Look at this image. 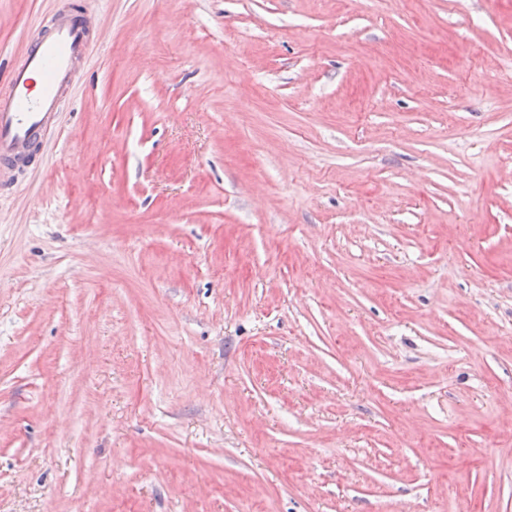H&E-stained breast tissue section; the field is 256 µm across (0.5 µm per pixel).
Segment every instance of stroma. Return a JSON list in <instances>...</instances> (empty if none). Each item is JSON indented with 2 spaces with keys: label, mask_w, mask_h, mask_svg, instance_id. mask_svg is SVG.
Returning a JSON list of instances; mask_svg holds the SVG:
<instances>
[{
  "label": "stroma",
  "mask_w": 512,
  "mask_h": 512,
  "mask_svg": "<svg viewBox=\"0 0 512 512\" xmlns=\"http://www.w3.org/2000/svg\"><path fill=\"white\" fill-rule=\"evenodd\" d=\"M65 3L0 512H512V0H0V84Z\"/></svg>",
  "instance_id": "obj_1"
}]
</instances>
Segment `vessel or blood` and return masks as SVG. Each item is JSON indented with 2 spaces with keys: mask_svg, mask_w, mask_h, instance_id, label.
Masks as SVG:
<instances>
[{
  "mask_svg": "<svg viewBox=\"0 0 512 512\" xmlns=\"http://www.w3.org/2000/svg\"><path fill=\"white\" fill-rule=\"evenodd\" d=\"M95 42L78 11L63 7L51 26H38L0 89V189L20 165L34 162L43 135Z\"/></svg>",
  "mask_w": 512,
  "mask_h": 512,
  "instance_id": "vessel-or-blood-1",
  "label": "vessel or blood"
}]
</instances>
